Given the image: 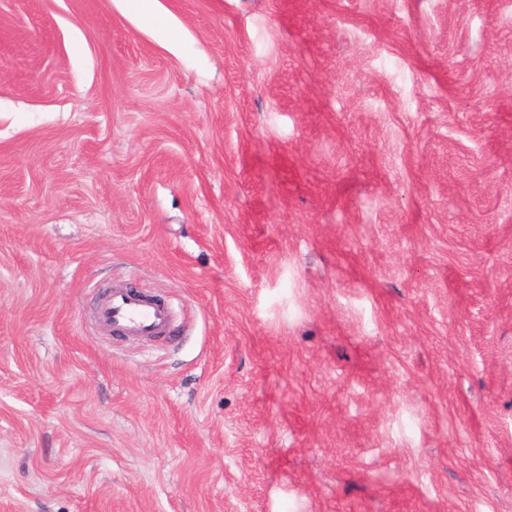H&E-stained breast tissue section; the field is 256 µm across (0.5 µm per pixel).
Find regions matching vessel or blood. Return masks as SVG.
<instances>
[{"label": "vessel or blood", "mask_w": 512, "mask_h": 512, "mask_svg": "<svg viewBox=\"0 0 512 512\" xmlns=\"http://www.w3.org/2000/svg\"><path fill=\"white\" fill-rule=\"evenodd\" d=\"M100 317L129 336H154L166 332L173 310L122 286L113 287L100 306Z\"/></svg>", "instance_id": "1"}]
</instances>
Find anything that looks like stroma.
<instances>
[{"instance_id": "stroma-1", "label": "stroma", "mask_w": 512, "mask_h": 512, "mask_svg": "<svg viewBox=\"0 0 512 512\" xmlns=\"http://www.w3.org/2000/svg\"><path fill=\"white\" fill-rule=\"evenodd\" d=\"M158 7L0 0V512H512V0ZM158 0H118L116 3L134 12L139 18L150 23L153 27L155 36L159 41L175 50L181 49V42L175 36L174 27L169 21L158 16ZM100 317L112 329L128 336H154L166 332L174 311L122 286L113 287L103 299Z\"/></svg>"}]
</instances>
